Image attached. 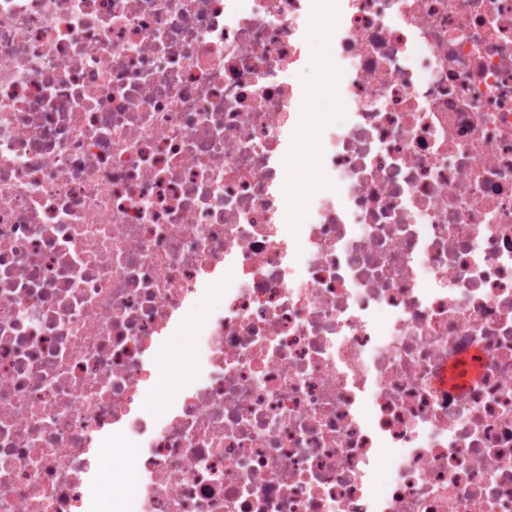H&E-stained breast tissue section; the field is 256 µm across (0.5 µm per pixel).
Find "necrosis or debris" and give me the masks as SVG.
<instances>
[{
	"instance_id": "necrosis-or-debris-1",
	"label": "necrosis or debris",
	"mask_w": 512,
	"mask_h": 512,
	"mask_svg": "<svg viewBox=\"0 0 512 512\" xmlns=\"http://www.w3.org/2000/svg\"><path fill=\"white\" fill-rule=\"evenodd\" d=\"M116 438L112 512H512V0H0V512ZM323 41H325L324 33L315 31L312 34L310 41V61L307 70L300 76V82L304 85L307 96L311 88L318 84L326 85L332 78L333 65L329 59L327 50L326 64H323L322 61L313 53V47L317 43ZM322 138V130L315 124L302 121L296 124L294 129L295 149L294 155L288 165V160L283 166L282 176L285 183L291 186L293 192L297 195H304L307 187L303 181V175L315 169L318 165V157L311 148ZM291 171L293 179L288 182L286 174ZM208 295L200 300L192 309L190 315L196 321L207 319L214 309L220 304V299L224 291L223 283H215L210 286ZM169 342L170 347L180 354V373L182 381L184 383L193 381L197 373L200 355L197 347H195L186 336H173ZM117 444H120L121 447L117 448ZM125 446V448H122ZM129 445L122 441H117L114 446H112V441L109 445H107L105 448H110L106 452L100 451V455H98L96 459L97 466L104 470V472L109 476V481L99 487V494L101 495L104 503H105V512H111L112 509V502L108 501L106 497V490L107 488L112 485V483L115 482H123L128 485V488L130 490V487L132 486V489L134 491V484L132 480L130 479L127 470L125 469V463L130 458L134 457L137 452L140 453L145 448H129ZM132 452L131 456H128ZM107 471V472H106ZM125 487L122 485H112L109 488V494L113 498H117L122 496L125 493ZM105 497V498H104Z\"/></svg>"
}]
</instances>
